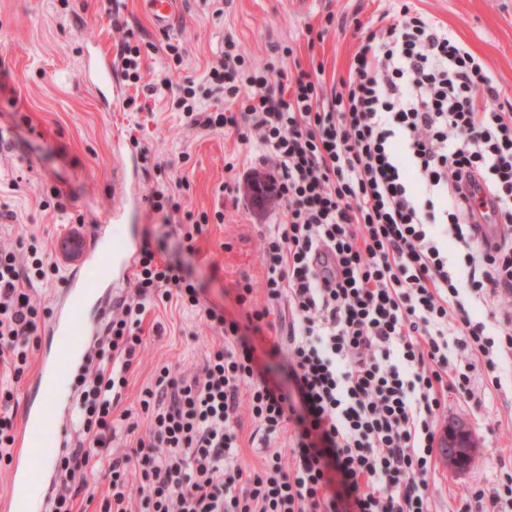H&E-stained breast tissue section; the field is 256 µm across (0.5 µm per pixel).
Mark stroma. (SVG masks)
Listing matches in <instances>:
<instances>
[{
	"mask_svg": "<svg viewBox=\"0 0 512 512\" xmlns=\"http://www.w3.org/2000/svg\"><path fill=\"white\" fill-rule=\"evenodd\" d=\"M413 5L454 32L483 60L499 91L498 106L512 112V0H412ZM393 0H178V29L154 27L139 0H0V240L17 242L36 235L37 245L56 260L60 275L36 284L31 297L52 308L73 263L59 245L67 234L90 235L109 224L116 239L134 238L166 259L180 263L183 277L205 305L227 318L240 314L237 283L261 287L266 277L262 236L283 222L272 205L256 206L246 190L255 177L271 175L255 142L237 133L190 128L164 78L205 79L207 66L234 39L251 67L274 64L322 68L325 87L344 76L377 18ZM136 42H181L177 71L165 53L145 59L142 81L131 84L118 63L122 31ZM98 43L112 73V100L104 102L84 82L83 58ZM288 46L292 56L277 55ZM156 86L148 94L147 86ZM121 147L126 175L136 193L119 222L108 218L123 182L114 147ZM188 182L182 212L164 223L148 196L157 184ZM63 193L65 211L42 208L50 187ZM222 211L223 222L194 233L189 215ZM145 345L129 373L121 408L139 427L147 417L139 400L163 366L200 365L210 346L221 344L194 311L175 304L148 307L142 323ZM474 393L483 407L449 394L439 424L464 423L477 443L472 463L457 471L436 459L428 475L433 512H460L474 492L500 478L501 462L512 461V386L494 389L477 369Z\"/></svg>",
	"mask_w": 512,
	"mask_h": 512,
	"instance_id": "obj_1",
	"label": "stroma"
}]
</instances>
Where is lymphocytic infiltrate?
<instances>
[{
    "label": "lymphocytic infiltrate",
    "instance_id": "lymphocytic-infiltrate-1",
    "mask_svg": "<svg viewBox=\"0 0 512 512\" xmlns=\"http://www.w3.org/2000/svg\"><path fill=\"white\" fill-rule=\"evenodd\" d=\"M325 94L316 72L249 68L235 41L198 83L177 84L191 126L257 136L286 217L264 240V305L238 295L254 332L287 307L267 363L237 321L203 307L180 269L142 248L133 291L75 377V440L51 512L94 499L90 464L110 458L102 512H431V470L448 392L473 398L477 366L501 388L512 356V113L483 62L398 0ZM223 102L219 112L198 106ZM466 250L463 274L449 244ZM60 267L0 244V373L19 381L41 306L28 293ZM179 303L223 334L195 371L162 368L140 401L148 430L112 453V416L143 347L147 306ZM267 452L241 460V410ZM121 412V411H118ZM130 418V411L121 412ZM291 431L288 454L270 443ZM138 486L127 482L129 466Z\"/></svg>",
    "mask_w": 512,
    "mask_h": 512
}]
</instances>
